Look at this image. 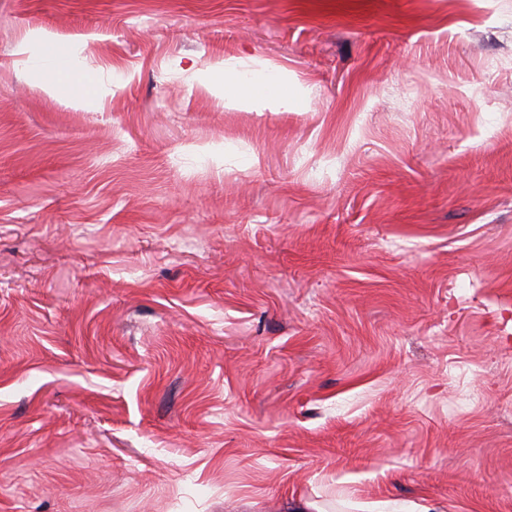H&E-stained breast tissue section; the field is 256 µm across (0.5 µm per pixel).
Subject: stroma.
I'll use <instances>...</instances> for the list:
<instances>
[{
    "label": "stroma",
    "mask_w": 512,
    "mask_h": 512,
    "mask_svg": "<svg viewBox=\"0 0 512 512\" xmlns=\"http://www.w3.org/2000/svg\"><path fill=\"white\" fill-rule=\"evenodd\" d=\"M301 497L512 512V0H0V512ZM41 83L57 96L83 103L86 91L73 76L83 71L72 46L47 43L45 52L40 54L33 65ZM199 80L211 89L222 87L228 105H258L276 112L291 111L305 91L301 86L288 90L273 74L247 76L227 64L201 74Z\"/></svg>",
    "instance_id": "35a3bbf8"
}]
</instances>
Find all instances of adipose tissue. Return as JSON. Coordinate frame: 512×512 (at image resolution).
<instances>
[{
	"mask_svg": "<svg viewBox=\"0 0 512 512\" xmlns=\"http://www.w3.org/2000/svg\"><path fill=\"white\" fill-rule=\"evenodd\" d=\"M33 69L42 85L52 93L78 103L85 101L86 92L75 79L80 61L72 46L48 44L36 59ZM200 82L211 89L222 88L229 105H258L276 112L291 111L304 94L303 87L287 88L275 75L252 77L229 65L201 74Z\"/></svg>",
	"mask_w": 512,
	"mask_h": 512,
	"instance_id": "adipose-tissue-1",
	"label": "adipose tissue"
}]
</instances>
